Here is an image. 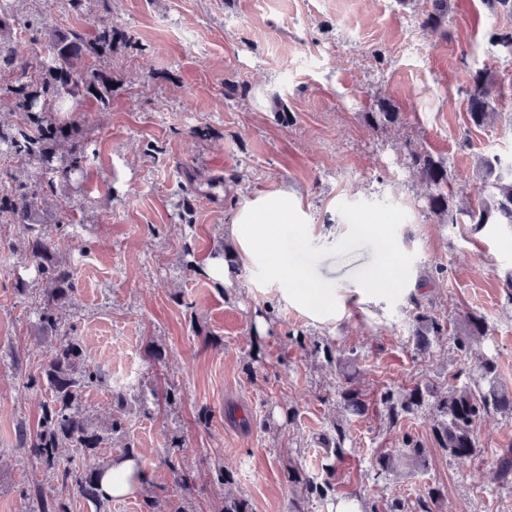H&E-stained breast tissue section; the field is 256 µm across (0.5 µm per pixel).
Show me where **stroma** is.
Listing matches in <instances>:
<instances>
[{
  "label": "stroma",
  "mask_w": 512,
  "mask_h": 512,
  "mask_svg": "<svg viewBox=\"0 0 512 512\" xmlns=\"http://www.w3.org/2000/svg\"><path fill=\"white\" fill-rule=\"evenodd\" d=\"M51 34L93 31L107 16L124 32L105 65L112 72L107 109L87 102L70 119L96 156L88 176L54 199L42 221L56 258L77 275L65 309L84 352L106 374L132 364L123 386L109 379L85 388L92 422L106 424L128 397L124 442L139 450L143 480L131 495L96 506L75 498L72 512H140L145 496L187 512H219L225 492L248 512H290L296 492L283 464L295 459L321 475L328 452L320 436L342 420L352 454L337 467L336 497L369 503L397 496L415 504L428 489L434 512H512V481L498 477L512 449V417L492 415L476 429L481 452L460 459L437 448L436 416L388 427L381 415L344 412V376L368 395L395 383L463 386L473 371L453 336L426 352L412 341L407 296L424 287L433 313L482 315L481 353L493 356L497 381L512 390V224H442L409 164L421 148L448 166V190L478 200V156L512 157V53L490 44L512 27L485 0H448L443 29H423L425 0H88L65 16L62 0H24ZM485 69L500 97L494 125L468 124L471 74ZM389 101L397 125L376 132L366 114ZM227 178L218 198L182 206L189 176ZM282 188L295 195L313 237L283 234L295 271L342 289L378 291L341 319L319 323L284 302L276 284L240 268L226 237L236 207ZM72 221L58 226L62 212ZM29 234L0 214V512H29L25 494L45 485L42 470L16 451V426L37 428L44 391L24 385L49 356L32 298L42 281L27 269ZM191 249L199 270L181 261ZM222 255L229 282L202 266ZM344 357L329 368L314 344ZM176 389L175 403L143 412L140 389ZM253 421L243 426V413ZM427 450L424 464L378 473L381 450L403 436ZM193 478L175 489L161 459L171 442ZM230 475L215 480L216 466Z\"/></svg>",
  "instance_id": "obj_1"
}]
</instances>
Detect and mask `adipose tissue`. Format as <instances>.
I'll use <instances>...</instances> for the list:
<instances>
[{"mask_svg": "<svg viewBox=\"0 0 512 512\" xmlns=\"http://www.w3.org/2000/svg\"><path fill=\"white\" fill-rule=\"evenodd\" d=\"M312 234L313 227L303 216L299 201L287 191L276 190L240 204L226 229L237 247L242 267L274 279L284 301L293 304L311 319H335L342 302L340 291L324 281L312 287H296L288 277V253L278 246L283 230Z\"/></svg>", "mask_w": 512, "mask_h": 512, "instance_id": "obj_1", "label": "adipose tissue"}]
</instances>
